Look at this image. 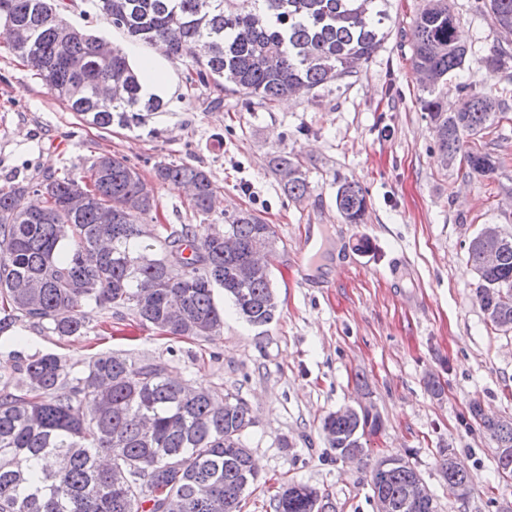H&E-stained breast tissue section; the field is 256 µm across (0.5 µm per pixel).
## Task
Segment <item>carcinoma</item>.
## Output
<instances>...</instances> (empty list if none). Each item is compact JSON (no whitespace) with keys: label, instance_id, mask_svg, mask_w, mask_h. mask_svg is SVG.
<instances>
[{"label":"carcinoma","instance_id":"1","mask_svg":"<svg viewBox=\"0 0 512 512\" xmlns=\"http://www.w3.org/2000/svg\"><path fill=\"white\" fill-rule=\"evenodd\" d=\"M382 0H93V6L130 39L162 42L172 56L191 60L197 82L225 93L271 103L309 94L372 58L386 37ZM76 0H0V23L14 33L11 50L26 61L48 91L97 126L137 123L158 112L162 99L141 94V75L125 53H98L101 38L65 22ZM504 42H512V0H484ZM457 18L448 0H426L414 20L415 71L428 77L421 108L438 124L440 156H461L479 174L496 168L491 154L465 147V138L491 126L502 112L492 91L458 84L463 107L441 111L439 95L461 69L467 50L456 41ZM288 197L310 188L300 165L277 152L270 159ZM92 188L70 172L36 185L0 191V335L16 321L59 337L80 336L88 308L131 314L141 325L176 339L210 340L222 333L221 288L236 314L262 328L278 305L271 270L247 281L237 270L261 241L276 253L275 226L249 210L224 216L238 244L224 251V235L210 224H181L144 235L154 221L153 189L124 159L101 156L88 169ZM155 178L194 188L191 202L207 217L217 203L209 174L187 164H159ZM36 193L45 205L34 208ZM349 224L362 223L365 191L349 182L336 192ZM497 263L486 267L468 245L479 276L476 298L492 324L512 323V237L502 240ZM249 299L241 301V293ZM0 367V512H241L245 492L258 480L243 432L254 423L249 407L231 394L186 392L165 364L120 354L92 357L83 370L54 354L21 356ZM462 424L483 427L497 445L512 448V423L487 417L478 402ZM378 413L356 419L328 414L322 429L342 455L355 429L372 436ZM23 457L28 471L15 467ZM382 474L371 471L373 493L400 501L418 472L404 458ZM448 489L469 483L466 472L442 469ZM275 512H332L329 496L290 483L273 498Z\"/></svg>","mask_w":512,"mask_h":512}]
</instances>
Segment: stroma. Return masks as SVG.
<instances>
[{"mask_svg":"<svg viewBox=\"0 0 512 512\" xmlns=\"http://www.w3.org/2000/svg\"><path fill=\"white\" fill-rule=\"evenodd\" d=\"M481 2L448 0L468 55L442 104L461 107V83L504 93L501 118L468 140L496 161L485 175L460 161L440 164L434 125L421 110L410 33L425 0H387L388 35L357 74L270 104L236 94L211 108L212 90L187 80L190 61L164 57L165 106L129 127L95 126L70 112L1 39L0 189L114 156L153 187L159 223L220 224L225 213L248 209L281 239L271 266L279 313L268 326L240 319L219 289L224 331L210 342L171 339L95 311L87 333L68 338L16 322L22 352L57 354L76 371L98 353L150 358L190 387L242 398L254 416L243 441L259 472L242 512H274V495L292 482L328 494L335 512H376L370 472L389 455L416 469L437 512H504L512 480L497 472L495 441L459 424L473 401L489 417L512 418V331L482 311L468 259L483 225L512 235V68L486 67L502 39ZM66 19L125 54L150 50L102 14L74 9ZM278 150L300 164L310 185L303 200L288 198L270 169ZM161 163L205 169L219 212L202 218L187 193L157 183ZM346 180L367 192L363 223H345L336 208ZM432 380L440 393L429 389ZM360 402L383 426L368 456L351 462L331 450L322 420ZM445 450L470 477L467 496L448 490Z\"/></svg>","mask_w":512,"mask_h":512,"instance_id":"1","label":"stroma"}]
</instances>
